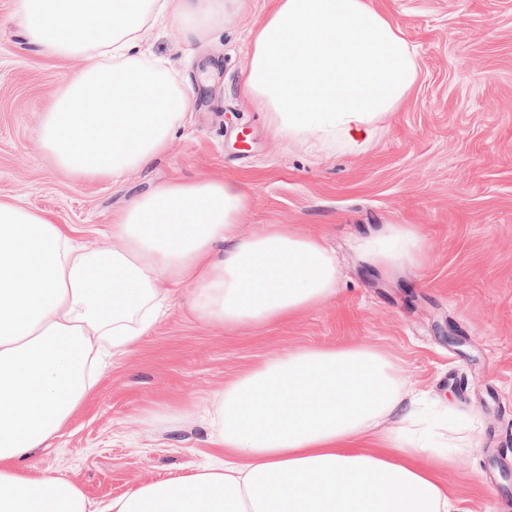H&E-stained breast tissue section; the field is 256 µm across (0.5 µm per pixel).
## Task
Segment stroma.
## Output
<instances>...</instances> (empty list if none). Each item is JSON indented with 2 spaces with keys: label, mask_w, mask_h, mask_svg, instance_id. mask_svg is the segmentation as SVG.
Wrapping results in <instances>:
<instances>
[{
  "label": "stroma",
  "mask_w": 512,
  "mask_h": 512,
  "mask_svg": "<svg viewBox=\"0 0 512 512\" xmlns=\"http://www.w3.org/2000/svg\"><path fill=\"white\" fill-rule=\"evenodd\" d=\"M375 4L415 47L419 79L370 150L314 157L268 129L240 91L268 7L251 0L229 27L147 35L146 59L170 63L194 108L167 152L112 181L74 178L42 150L40 117L84 62L34 50L16 0H0V199L49 213L95 249L157 184L234 175L251 187L241 233L315 234L340 270L335 299L262 331L201 321L190 288L172 289L153 331L107 358L62 434L35 451L33 473L65 476L100 503L223 468L212 404L227 382L297 348L368 345L450 406V426L478 418L477 447L442 474L463 512H512V0ZM387 224L420 226L424 268L388 277L354 250Z\"/></svg>",
  "instance_id": "35a3bbf8"
}]
</instances>
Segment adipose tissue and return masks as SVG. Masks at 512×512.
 Listing matches in <instances>:
<instances>
[{
  "label": "adipose tissue",
  "instance_id": "1",
  "mask_svg": "<svg viewBox=\"0 0 512 512\" xmlns=\"http://www.w3.org/2000/svg\"><path fill=\"white\" fill-rule=\"evenodd\" d=\"M248 0H17L39 51L81 56L43 112L38 139L78 179L147 168L193 110L191 91L139 52L166 22L179 38L229 24ZM415 49L371 0H274L252 31L241 83L273 134L313 152L367 151L418 79ZM249 185L172 181L136 197L111 247L84 250L48 214L0 201V512H461L440 478L478 442L420 432V403L374 347H303L249 368L214 406L223 470L147 482L99 506L72 481L32 475L94 387L87 362L149 334L171 289L199 319L262 329L333 299L323 240L284 224L248 236ZM224 256L212 260L216 245ZM393 276L423 267L416 225L358 244Z\"/></svg>",
  "mask_w": 512,
  "mask_h": 512
}]
</instances>
